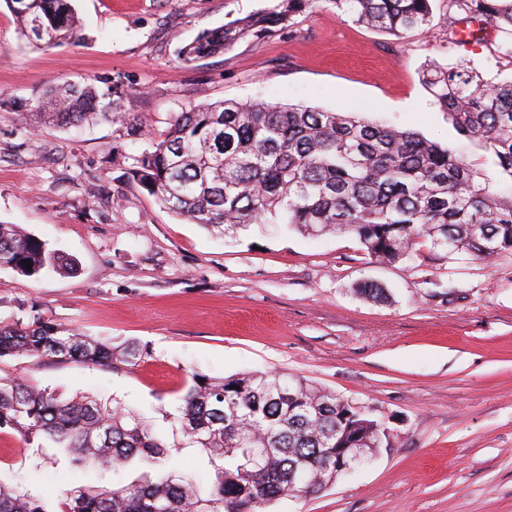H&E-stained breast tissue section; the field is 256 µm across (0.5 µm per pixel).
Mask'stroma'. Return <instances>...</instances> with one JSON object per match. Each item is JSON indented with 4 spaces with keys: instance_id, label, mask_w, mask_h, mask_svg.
I'll list each match as a JSON object with an SVG mask.
<instances>
[{
    "instance_id": "1",
    "label": "stroma",
    "mask_w": 512,
    "mask_h": 512,
    "mask_svg": "<svg viewBox=\"0 0 512 512\" xmlns=\"http://www.w3.org/2000/svg\"><path fill=\"white\" fill-rule=\"evenodd\" d=\"M78 40L37 49L0 0V223L77 262L70 274L0 269V321L38 310L53 324L148 347L137 365L0 359L63 396L86 394L163 424L192 373L280 371L334 392L385 424L390 445L324 492L263 512H512V254L476 259L422 244L412 261L371 259L358 241L283 224L227 235L165 209L127 172L177 113L220 100L354 112L457 151L494 189L512 181L458 135L422 84L430 63L512 78L487 28L456 37L459 11L432 0L427 25L395 36L337 16L328 0L187 67L198 33L282 0H75ZM129 98L126 122L58 127L18 119L9 99L50 81ZM386 289L375 302L363 283ZM33 456L0 429V482L60 512L66 489L96 481Z\"/></svg>"
}]
</instances>
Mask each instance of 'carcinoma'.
Listing matches in <instances>:
<instances>
[{
	"mask_svg": "<svg viewBox=\"0 0 512 512\" xmlns=\"http://www.w3.org/2000/svg\"><path fill=\"white\" fill-rule=\"evenodd\" d=\"M315 0H283L272 18L255 13L184 45L185 66L262 37L270 24L290 25ZM336 14L393 35L430 22V0H330ZM470 21L506 36L512 55V0H450ZM21 34L35 47L78 39L72 0H6ZM423 84L459 135L477 139L512 179V81L433 64ZM60 126L122 121L124 106L92 82H53L18 106ZM129 178L192 224L234 230L289 224L308 235L347 233L377 261L403 263L430 243L475 258L512 252V196L480 181V173L448 148L416 132L371 123L353 112L222 100L177 115L165 137L136 159ZM33 263L27 269L24 261ZM26 276L67 272L74 261L15 224L0 223V269ZM147 351L122 350L75 329H61L33 311L28 322L0 326V359L56 358L100 366L133 365ZM335 393L286 373L229 377L191 375L168 414L172 434L121 406L75 394L67 399L29 377L0 378V429L28 445L48 441L79 468L141 473L114 488L78 486L61 512H260L293 495L297 471L318 485L328 455L357 434L379 446L386 427ZM198 448L212 469L203 487L179 472L174 451ZM0 512H47L44 503L0 483Z\"/></svg>",
	"mask_w": 512,
	"mask_h": 512,
	"instance_id": "carcinoma-1",
	"label": "carcinoma"
}]
</instances>
